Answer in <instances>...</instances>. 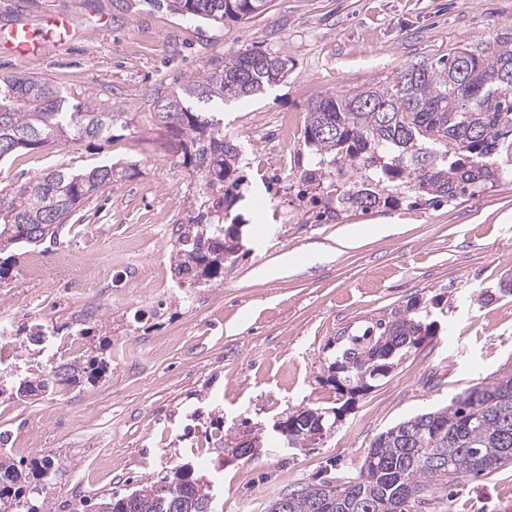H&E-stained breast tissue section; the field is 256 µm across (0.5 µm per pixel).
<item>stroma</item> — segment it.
Instances as JSON below:
<instances>
[{"instance_id":"obj_1","label":"stroma","mask_w":512,"mask_h":512,"mask_svg":"<svg viewBox=\"0 0 512 512\" xmlns=\"http://www.w3.org/2000/svg\"><path fill=\"white\" fill-rule=\"evenodd\" d=\"M127 3L121 10L114 0H0V30L36 24L49 11L77 21L71 43L48 55L0 56V77H38L135 115L111 142L60 143L0 160V188L58 167L135 168L89 201L63 243L45 249L42 282L27 278L22 255L0 288V315L16 325L83 323L112 341L111 370L99 383L0 400L1 456L72 463L49 494L51 512H76L80 501L184 463L213 480L221 512H270L326 468L360 467L380 432L512 366V297L478 300L512 276V178L434 206L405 196L340 220L329 216L326 194L301 179L313 167L303 131L314 99L385 85L455 47L510 44L512 0H268L261 15L226 24L187 19L169 0ZM245 48L279 49L289 62L286 77L263 93L208 106L241 149L232 214L243 247L225 261L223 282L176 286L171 249L194 178L173 165L151 129L149 95ZM383 226L389 234L377 235ZM353 227L361 239L343 245ZM291 251V269L259 277ZM62 252L80 263L59 266ZM416 296L442 298L439 334L357 397L321 444L266 446L230 461L210 447L212 436L232 442L249 428L267 437L295 412L339 407L328 380L330 343ZM50 411L55 422L43 423ZM26 427L40 435L32 453L14 449ZM102 454L112 467L99 472L92 461ZM456 512H512V468L461 484Z\"/></svg>"}]
</instances>
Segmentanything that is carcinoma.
<instances>
[{"label": "carcinoma", "instance_id": "cac0c4a2", "mask_svg": "<svg viewBox=\"0 0 512 512\" xmlns=\"http://www.w3.org/2000/svg\"><path fill=\"white\" fill-rule=\"evenodd\" d=\"M266 0H178L173 10L188 19L243 21L264 11ZM288 71L282 51L244 49L214 56L209 66L170 89L150 94L155 130L171 135L177 163L198 176L189 210L172 244V273L199 286L224 280V262L212 248L239 240L231 217L241 198L237 146L224 140L220 122L201 111L218 98L251 96L277 84ZM121 108L108 112L71 101L59 86L33 76L0 79V159L19 151L82 139L112 140L116 127L131 123ZM512 46L482 51L460 48L437 62H419L384 86L321 95L307 108L303 142L316 168L301 179L326 177L346 189L336 193V211L367 213L395 201L390 190L430 202L453 200L498 181L509 170L499 162L512 151ZM134 167L103 162L89 170L65 168L42 174L31 186L0 189V286L14 270L20 245L57 244L73 216L100 188L129 178ZM436 298H412L404 306L346 329L334 341L330 365L336 391L355 396L375 387L419 341L436 336ZM42 326L17 330L27 352L21 371L0 382V397L22 399L81 390L110 370L109 337L91 327L69 335L85 340L77 354L41 362L34 338ZM353 473L327 476L277 498L270 512H453L451 488L512 466V369L473 385L437 410L423 412L379 433ZM67 462L43 455L23 472L0 460V499L13 512H49V492L67 473ZM208 479L178 466L126 493L106 492L82 504L87 512H218Z\"/></svg>", "mask_w": 512, "mask_h": 512}]
</instances>
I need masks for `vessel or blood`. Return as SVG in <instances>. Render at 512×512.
Instances as JSON below:
<instances>
[{"instance_id":"vessel-or-blood-1","label":"vessel or blood","mask_w":512,"mask_h":512,"mask_svg":"<svg viewBox=\"0 0 512 512\" xmlns=\"http://www.w3.org/2000/svg\"><path fill=\"white\" fill-rule=\"evenodd\" d=\"M75 28L69 16L50 13L39 27L32 28L24 24L10 27L7 38L0 39V50L16 57L44 56L57 45L70 40Z\"/></svg>"}]
</instances>
